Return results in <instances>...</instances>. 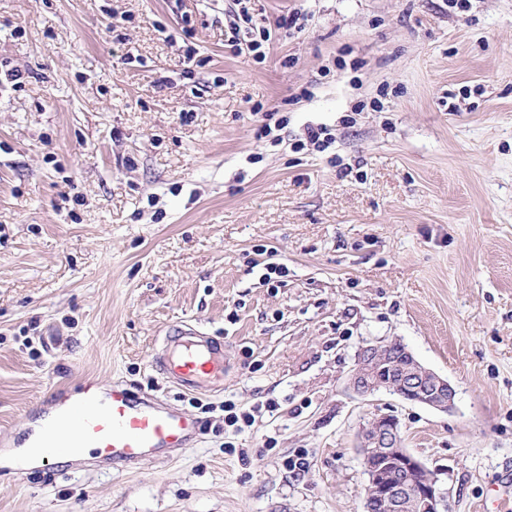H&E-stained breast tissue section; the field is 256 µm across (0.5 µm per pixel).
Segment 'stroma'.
Returning <instances> with one entry per match:
<instances>
[{
	"label": "stroma",
	"mask_w": 512,
	"mask_h": 512,
	"mask_svg": "<svg viewBox=\"0 0 512 512\" xmlns=\"http://www.w3.org/2000/svg\"><path fill=\"white\" fill-rule=\"evenodd\" d=\"M251 6L306 16L259 63L224 35L232 0H0V70L24 74L0 86V512H364L382 414L451 512H512V0ZM310 124L325 151L295 150ZM181 321L223 339V390L154 370ZM394 338L453 411L348 389ZM89 380L196 417L197 442L6 465ZM227 400L275 408L236 432Z\"/></svg>",
	"instance_id": "35a3bbf8"
}]
</instances>
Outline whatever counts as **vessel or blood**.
I'll list each match as a JSON object with an SVG mask.
<instances>
[{
  "instance_id": "1",
  "label": "vessel or blood",
  "mask_w": 512,
  "mask_h": 512,
  "mask_svg": "<svg viewBox=\"0 0 512 512\" xmlns=\"http://www.w3.org/2000/svg\"><path fill=\"white\" fill-rule=\"evenodd\" d=\"M153 365L165 381L188 392L224 387V345L188 323L166 329ZM49 409L26 438L27 462L75 456L94 449L127 463L152 461L193 445L197 420L153 395H132L122 385L103 389L85 383L73 395L52 396Z\"/></svg>"
}]
</instances>
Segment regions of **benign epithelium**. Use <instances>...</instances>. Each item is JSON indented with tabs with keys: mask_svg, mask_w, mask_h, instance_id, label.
<instances>
[{
	"mask_svg": "<svg viewBox=\"0 0 512 512\" xmlns=\"http://www.w3.org/2000/svg\"><path fill=\"white\" fill-rule=\"evenodd\" d=\"M395 341L364 347L348 377L361 397L389 392L401 400L446 413L455 407L456 390L448 379L424 367L406 345L394 359ZM357 448L367 475L365 512H449L441 472L428 468L405 448L398 419L381 415L359 431Z\"/></svg>",
	"mask_w": 512,
	"mask_h": 512,
	"instance_id": "benign-epithelium-1",
	"label": "benign epithelium"
}]
</instances>
